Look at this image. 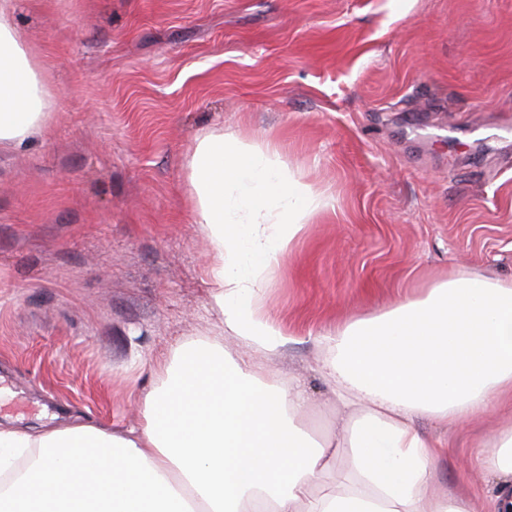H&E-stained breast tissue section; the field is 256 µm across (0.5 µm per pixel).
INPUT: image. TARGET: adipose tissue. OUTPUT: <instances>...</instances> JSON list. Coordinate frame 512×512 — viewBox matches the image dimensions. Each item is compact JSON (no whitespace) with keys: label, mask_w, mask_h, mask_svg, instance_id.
<instances>
[{"label":"adipose tissue","mask_w":512,"mask_h":512,"mask_svg":"<svg viewBox=\"0 0 512 512\" xmlns=\"http://www.w3.org/2000/svg\"><path fill=\"white\" fill-rule=\"evenodd\" d=\"M0 0V144L47 130L52 100ZM193 215L217 253L214 306L243 352L276 358L288 337L264 307L263 278L317 208L273 150L202 138L189 163ZM336 386L335 431L304 423L296 382L258 373L216 340L188 343L163 367L126 431L91 423L35 433L0 427V512H512V419L486 436L478 496L439 488L447 443L417 427L512 408V279L463 272L323 337ZM351 467L337 473L339 449Z\"/></svg>","instance_id":"ef3b65f1"}]
</instances>
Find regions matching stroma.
<instances>
[{
  "instance_id": "obj_1",
  "label": "stroma",
  "mask_w": 512,
  "mask_h": 512,
  "mask_svg": "<svg viewBox=\"0 0 512 512\" xmlns=\"http://www.w3.org/2000/svg\"><path fill=\"white\" fill-rule=\"evenodd\" d=\"M56 93L0 145V425L139 427L184 344L223 342L219 259L195 224L199 140L277 150L320 207L263 283L306 426H336L319 336L461 271L512 279V0H20ZM444 428L441 487L481 493Z\"/></svg>"
}]
</instances>
